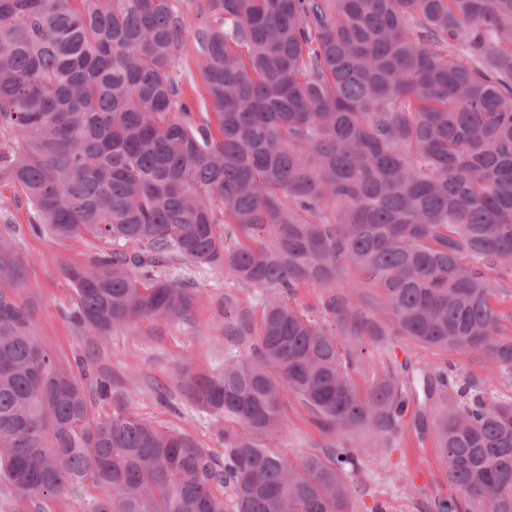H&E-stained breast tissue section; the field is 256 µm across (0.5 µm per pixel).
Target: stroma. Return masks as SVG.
Listing matches in <instances>:
<instances>
[{
    "mask_svg": "<svg viewBox=\"0 0 512 512\" xmlns=\"http://www.w3.org/2000/svg\"><path fill=\"white\" fill-rule=\"evenodd\" d=\"M31 219L24 195L1 183L0 233L15 238L18 253L27 260V277L20 286L0 281V291L26 312L29 332L82 385H93L102 375L111 378L114 399L131 403L140 416L186 433L200 448L223 458L219 425L184 396V375L215 372L227 362L245 359L248 344L224 334V298L236 296L255 318L261 315L260 302L238 288L223 267L175 261L156 273L190 284L195 296L190 318H145L97 335L76 321V293L62 272L68 264H90L92 242L32 232ZM364 342L369 354L351 373L360 390L369 389L387 363L407 361L430 373L454 369L461 380L475 382L496 397L512 398V373L472 352L422 347L402 336H368ZM278 443L291 458L332 445L351 449L356 462L349 474L353 512H429L434 499L457 493L429 431L420 435L413 428L402 429L381 454L370 431H322L290 395ZM102 493L101 487L90 484L77 493L37 499L18 496L0 483V512H89L90 503Z\"/></svg>",
    "mask_w": 512,
    "mask_h": 512,
    "instance_id": "1",
    "label": "stroma"
}]
</instances>
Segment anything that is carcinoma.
<instances>
[{
  "label": "carcinoma",
  "mask_w": 512,
  "mask_h": 512,
  "mask_svg": "<svg viewBox=\"0 0 512 512\" xmlns=\"http://www.w3.org/2000/svg\"><path fill=\"white\" fill-rule=\"evenodd\" d=\"M189 38L178 0H0V181L58 238L106 249L68 265L77 321L100 335L182 317L193 297L153 268L186 260L266 291L252 357L188 373L184 395L224 421V467L124 401L84 390L0 292V481L27 497L92 483L91 512H352L347 448L271 449L283 398L317 426L390 448L409 407L439 396L436 448L461 496L433 512H512V398L446 371L389 365L366 394L350 371L384 291L390 333L512 371L492 274L512 270V0H206ZM197 54L216 125L195 123L175 71ZM224 225V234L216 225ZM322 322L299 286L336 287ZM26 264L0 233V279ZM224 333L248 317L224 299ZM229 488L224 498L215 488ZM359 276L356 269L352 266H346L340 275V281L336 284V288H332V291H323L318 288H312L309 286L297 288L294 296L290 297L289 303L298 307L306 308L312 312L313 317L323 320V313L321 307V301L328 297L330 294L337 295L342 293L345 288H341L350 281L358 280Z\"/></svg>",
  "instance_id": "cac0c4a2"
}]
</instances>
